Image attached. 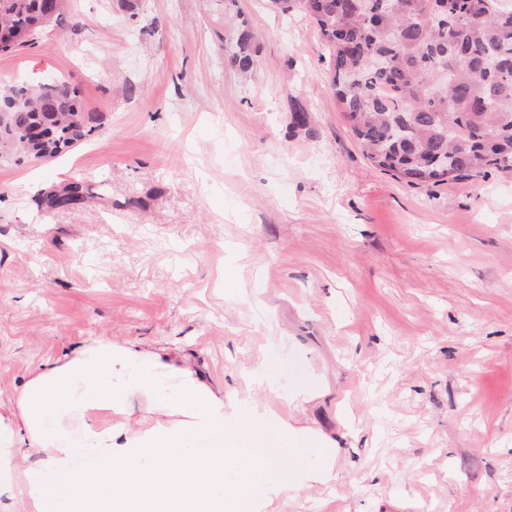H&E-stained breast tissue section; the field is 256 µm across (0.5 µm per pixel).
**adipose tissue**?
I'll return each instance as SVG.
<instances>
[{"instance_id":"obj_1","label":"adipose tissue","mask_w":512,"mask_h":512,"mask_svg":"<svg viewBox=\"0 0 512 512\" xmlns=\"http://www.w3.org/2000/svg\"><path fill=\"white\" fill-rule=\"evenodd\" d=\"M140 398L148 415L136 421ZM234 410L226 422L223 389L166 351L72 349L37 368L0 414V491L25 482L29 512H228L241 499L270 512L300 487L281 443L306 452L318 442L256 406ZM240 466L246 477L225 491V472ZM46 473L56 483H43Z\"/></svg>"}]
</instances>
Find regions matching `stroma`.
<instances>
[{"instance_id":"obj_1","label":"stroma","mask_w":512,"mask_h":512,"mask_svg":"<svg viewBox=\"0 0 512 512\" xmlns=\"http://www.w3.org/2000/svg\"><path fill=\"white\" fill-rule=\"evenodd\" d=\"M331 76L313 20L270 0H68L0 52V84L66 80L97 118L0 163V407L77 346L163 348L336 442L280 512H512V178L375 169ZM75 180L84 203L46 204ZM234 60L239 69L247 71L252 68L254 60L252 57L251 34L247 29H241L236 40Z\"/></svg>"}]
</instances>
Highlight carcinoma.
Segmentation results:
<instances>
[{
    "label": "carcinoma",
    "instance_id": "1",
    "mask_svg": "<svg viewBox=\"0 0 512 512\" xmlns=\"http://www.w3.org/2000/svg\"><path fill=\"white\" fill-rule=\"evenodd\" d=\"M66 0H0V31L33 27ZM332 51V84L370 164L410 186L512 176V0H295ZM239 69L252 68L251 34L236 40ZM444 92H437L442 74ZM0 159H36L89 135L79 90L64 80L7 84L0 102ZM84 201L80 182L46 195L54 207Z\"/></svg>",
    "mask_w": 512,
    "mask_h": 512
}]
</instances>
